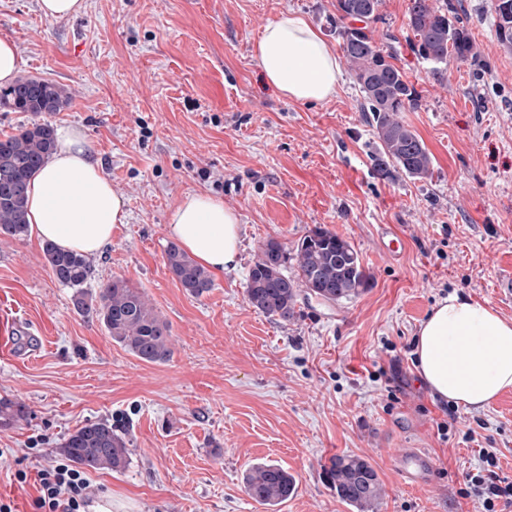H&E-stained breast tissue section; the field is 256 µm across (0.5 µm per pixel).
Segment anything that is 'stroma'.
<instances>
[{
  "label": "stroma",
  "mask_w": 512,
  "mask_h": 512,
  "mask_svg": "<svg viewBox=\"0 0 512 512\" xmlns=\"http://www.w3.org/2000/svg\"><path fill=\"white\" fill-rule=\"evenodd\" d=\"M449 2L482 67L452 58L433 73L407 45L408 0H383L377 29L398 37L397 64L420 94L401 119L424 141L433 175L380 180L375 130L327 22L334 0H86L83 14L60 20L38 0H0V39L17 45L21 76L71 93L49 120L83 130L128 213L92 258L89 292L126 277L172 334L169 361H140L76 312L42 242L0 243V308L25 324L14 355L0 359V398L27 411L0 427V500L35 512L37 491L15 471L36 473L98 419L126 432L129 464L87 470L91 512H269L244 489L258 462L296 479L278 512H352L325 471L343 454L377 471V512H474L456 490L479 445L502 450L500 473L512 479V390L459 408L440 441L442 399L404 349L451 293L512 319V299L495 291L512 265V49L497 38L492 0ZM286 11L336 51L335 97L297 102L263 78L258 38ZM196 192L235 209L242 237L236 267L200 296L164 260L170 213ZM381 224L405 239L398 261L379 251ZM317 226L354 245L367 288L339 303L300 293L287 321L253 308L246 283L260 247L280 242L294 272L296 245ZM401 448L428 451L427 487L404 484L391 462Z\"/></svg>",
  "instance_id": "stroma-1"
}]
</instances>
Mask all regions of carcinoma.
I'll return each mask as SVG.
<instances>
[{
    "label": "carcinoma",
    "mask_w": 512,
    "mask_h": 512,
    "mask_svg": "<svg viewBox=\"0 0 512 512\" xmlns=\"http://www.w3.org/2000/svg\"><path fill=\"white\" fill-rule=\"evenodd\" d=\"M383 0H336V14L329 23L342 40L348 68L363 96L362 111L375 127L380 141L373 174L385 179L397 171L412 179L432 176V160L425 144L405 125L399 114L418 106L419 92L408 81L403 68L394 63L393 51L378 45L374 25L382 20ZM499 39L512 47V16L495 11ZM408 28L413 34L410 48L417 59L439 73L448 57L480 65L468 29L448 9L434 0H409ZM65 88L37 78H22L0 92V108L8 112H30L36 116L59 112L68 106ZM55 149L54 130L47 120H38L16 134L0 138V238L27 236V189L30 178ZM43 253L55 280L73 290L74 308L100 320L112 340L142 361L169 360L171 330L149 306L145 293L123 276H114L98 296L85 291L92 273L91 258L44 244ZM165 265L186 291L201 295L212 288L209 271L192 259L177 243L169 242ZM287 253L273 239L260 248L247 279L246 296L255 309L286 321L295 313L299 289L329 302H339L367 288L358 252L335 233L316 227L296 246V274L284 273ZM26 415L25 407L0 399V426L8 427ZM63 452L78 465L94 470L120 472L129 463L127 441L106 420L90 421L71 433ZM328 478L336 495L355 512H376L382 485L374 467L357 455L330 459ZM247 494L262 505L275 508L288 501L296 480L285 468L273 463L252 466L244 478Z\"/></svg>",
    "instance_id": "carcinoma-1"
}]
</instances>
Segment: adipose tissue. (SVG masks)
<instances>
[{
	"label": "adipose tissue",
	"mask_w": 512,
	"mask_h": 512,
	"mask_svg": "<svg viewBox=\"0 0 512 512\" xmlns=\"http://www.w3.org/2000/svg\"><path fill=\"white\" fill-rule=\"evenodd\" d=\"M265 79L284 96L323 101L337 91L338 66L328 43L305 17L287 12L269 24L256 45ZM32 236L65 251L99 253L127 212L91 145L78 128L56 130V149L28 185ZM169 230L195 260L221 273L235 267L240 217L222 199L192 194L180 200ZM418 369L439 396L481 409L512 389V320L456 294L439 302L417 339Z\"/></svg>",
	"instance_id": "1"
}]
</instances>
